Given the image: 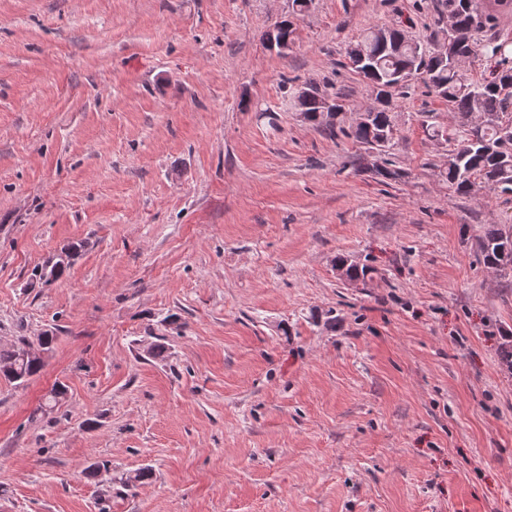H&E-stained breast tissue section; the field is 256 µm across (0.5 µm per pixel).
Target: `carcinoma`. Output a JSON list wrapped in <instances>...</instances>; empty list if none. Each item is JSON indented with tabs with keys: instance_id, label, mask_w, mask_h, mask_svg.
Segmentation results:
<instances>
[{
	"instance_id": "cac0c4a2",
	"label": "carcinoma",
	"mask_w": 512,
	"mask_h": 512,
	"mask_svg": "<svg viewBox=\"0 0 512 512\" xmlns=\"http://www.w3.org/2000/svg\"><path fill=\"white\" fill-rule=\"evenodd\" d=\"M435 13L439 23L447 17L454 19V30L444 28L442 32L455 52L443 59L439 48L431 49L400 29L370 28L349 45L346 57L380 106L368 109L364 119L348 126L340 118L326 121L324 101H331L342 113V95L333 91L329 83L309 81L306 86L312 96L307 108L308 124L328 138L344 137L360 144L370 160L357 163V169L385 184L397 182L405 173L385 158L394 146L397 131L392 101L395 92L421 78L448 103V112L456 124L454 135L446 127L427 126L431 138L444 137L453 144L447 165L439 171V180L460 195H472L481 189L512 194V95L503 94V87L512 85V57L505 43L496 37L480 44L476 41V35L496 27L497 19L483 9L481 0H441ZM477 54L484 58L485 74L474 82L467 77L463 63ZM476 247L487 266L512 270L511 230L492 224L478 238ZM66 271L53 257L35 267L31 279L40 283L48 273L58 280ZM25 342L22 337L10 346H0V373L17 386L27 384L44 367L35 358L21 357Z\"/></svg>"
}]
</instances>
